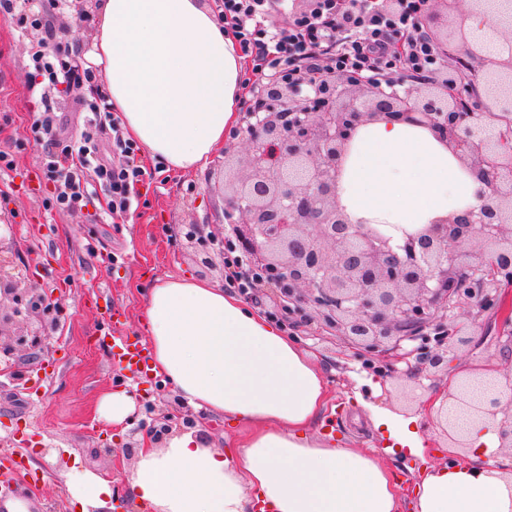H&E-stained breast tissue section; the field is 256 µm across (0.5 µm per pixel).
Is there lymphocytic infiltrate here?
Here are the masks:
<instances>
[{
  "label": "lymphocytic infiltrate",
  "mask_w": 512,
  "mask_h": 512,
  "mask_svg": "<svg viewBox=\"0 0 512 512\" xmlns=\"http://www.w3.org/2000/svg\"><path fill=\"white\" fill-rule=\"evenodd\" d=\"M65 0H0V12L17 16L22 27L44 29L32 46L30 59L47 83L40 96L41 116L32 126L36 140L47 148L41 172L54 192L49 206L58 211L79 210L91 199L90 188L100 184L106 192L105 215L120 222L135 203L145 171L138 147L125 137L120 118L109 111L96 74L79 54L44 19ZM429 0H400L386 10L380 0H312L309 11L295 16L288 26L274 25L271 17L280 0H214L217 19L246 65L242 88L252 93L264 80L305 76L314 57L326 59L328 69L352 77L383 81L390 70L417 74L437 70L442 62L436 48L423 36L421 19ZM90 92L82 100L83 127L66 141L58 140L51 112L52 95L59 89ZM111 135L114 154L105 158L100 144ZM224 280L229 287L251 293L261 273L236 242L232 225L224 227Z\"/></svg>",
  "instance_id": "obj_1"
}]
</instances>
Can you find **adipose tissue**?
Segmentation results:
<instances>
[{"label": "adipose tissue", "mask_w": 512, "mask_h": 512, "mask_svg": "<svg viewBox=\"0 0 512 512\" xmlns=\"http://www.w3.org/2000/svg\"><path fill=\"white\" fill-rule=\"evenodd\" d=\"M88 59L102 66L125 134L166 169L202 166L237 121L240 60L202 0H99ZM482 184L429 130L361 126L343 162L338 200L352 222L385 225L394 240L478 207ZM142 318L152 371L196 411L245 425L230 447L196 430L145 441L123 483L136 512H402L405 488L361 448L330 446L313 428L328 401L309 354L258 311L206 279L151 288ZM376 429L423 456L421 419L363 397ZM472 462H425L415 512H512V475L464 423ZM80 512H112L118 491L86 468L66 481Z\"/></svg>", "instance_id": "ef3b65f1"}]
</instances>
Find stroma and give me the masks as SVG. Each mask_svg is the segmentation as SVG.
Wrapping results in <instances>:
<instances>
[{"label":"stroma","mask_w":512,"mask_h":512,"mask_svg":"<svg viewBox=\"0 0 512 512\" xmlns=\"http://www.w3.org/2000/svg\"><path fill=\"white\" fill-rule=\"evenodd\" d=\"M51 26L80 52L91 48L97 27L96 0L75 7L67 0L50 16ZM39 31L19 27L14 16L0 13V152L14 163L0 176V217L14 227L16 248L12 266L21 278L53 290L56 326L44 348L19 353L15 371L0 374V457L26 453L30 475L21 480L17 496L27 512H65V475L74 462L121 483L120 464L132 461L140 437L156 418L172 419L173 431L190 417L195 429L214 447L235 437L236 427L215 415L193 413L180 403L171 386L151 377L132 381L114 369L97 339L117 327L129 337L145 339L139 321L156 279L194 275L223 283L219 272L196 264L185 246L190 225L203 234L224 235V195L214 183L224 169V156L240 150L238 140L225 138L224 151L202 169L189 173L156 170L130 222L102 218L98 202L77 212L48 209L52 191L40 177L43 150L31 133L38 115L42 78L35 74L29 50ZM99 244L116 263L105 267L87 250ZM296 340L314 355L330 388V401L315 432L331 444L369 448L413 487L423 470L419 457L405 449H390V441L374 426L354 420L351 402L363 394L378 406L405 415L421 411L423 399L449 386L445 376L409 381L408 368L417 366V345H433V331L402 344L401 353L367 360L353 345L314 312L297 319ZM512 367V334L493 318L474 329L471 342L458 350L448 370L461 376L501 374ZM126 391L135 412L123 425L112 426L96 414L105 392Z\"/></svg>","instance_id":"obj_1"}]
</instances>
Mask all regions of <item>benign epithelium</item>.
I'll return each mask as SVG.
<instances>
[{
	"label": "benign epithelium",
	"instance_id": "obj_1",
	"mask_svg": "<svg viewBox=\"0 0 512 512\" xmlns=\"http://www.w3.org/2000/svg\"><path fill=\"white\" fill-rule=\"evenodd\" d=\"M491 0H432L424 36L447 58L448 43L464 55V68L442 64L416 86L387 77L385 84L326 71L315 79L268 80L246 113L236 166L224 163L226 210L238 215L237 241L267 283L288 296L296 313L312 309L368 356L396 349L434 328L435 348L422 351L428 371L448 367V353L469 342L468 331L491 313L507 324L503 284H512V146L504 135L485 136L483 100L512 111V55L492 65L468 40L470 22L490 17ZM430 130L484 184L477 208L392 237L373 224H353L341 207L337 183L357 130L380 118ZM185 239L204 268L215 266L210 240ZM0 258V359L35 350L54 327L46 288H20ZM462 318L445 324L448 314ZM512 387V369L497 389L473 394L456 383L439 406L427 409L454 447L463 430L448 408L480 422L500 412V386Z\"/></svg>",
	"mask_w": 512,
	"mask_h": 512
}]
</instances>
